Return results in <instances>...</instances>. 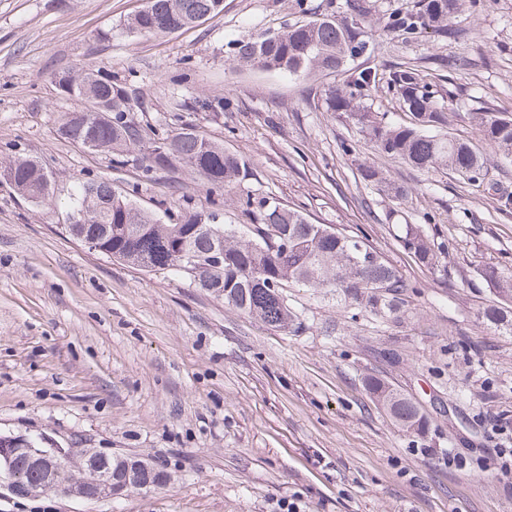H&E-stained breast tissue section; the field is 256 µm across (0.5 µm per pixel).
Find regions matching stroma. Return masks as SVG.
<instances>
[{"instance_id":"1","label":"stroma","mask_w":512,"mask_h":512,"mask_svg":"<svg viewBox=\"0 0 512 512\" xmlns=\"http://www.w3.org/2000/svg\"><path fill=\"white\" fill-rule=\"evenodd\" d=\"M366 3L373 49L357 65L424 66L449 132L482 148L478 181L374 151L326 110L321 92L342 75L236 61L237 42L342 15L345 0H224L216 17L163 35L122 27L146 0H0V159L38 158L53 191L37 206L0 178V433L143 455L172 475L112 500L1 495L0 512H512L498 455L512 442V335L483 324L496 296L479 276L512 272V209L498 202L512 194V157L483 145L472 117L512 113V0H462L456 41L385 31L414 0ZM89 64L143 98V123L195 126L244 172L220 190L185 168L144 183L134 164L57 138L79 103L50 76ZM366 161L407 198L366 185ZM100 178L165 223L216 207L245 232L268 200L360 235L409 282L401 311L382 318L292 288L304 326L282 334L186 278L112 261L65 230L74 185ZM404 222L448 241L445 258L426 266L404 250ZM370 374L419 405L425 434L370 398Z\"/></svg>"}]
</instances>
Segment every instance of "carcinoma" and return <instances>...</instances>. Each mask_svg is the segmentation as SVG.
Returning a JSON list of instances; mask_svg holds the SVG:
<instances>
[{"mask_svg": "<svg viewBox=\"0 0 512 512\" xmlns=\"http://www.w3.org/2000/svg\"><path fill=\"white\" fill-rule=\"evenodd\" d=\"M349 15L294 24L285 30L235 44V58L266 70L296 75L312 69L343 72L340 86L324 90L326 111L345 114L364 138L380 153L398 156L410 165L429 171L446 168L469 180L479 178L483 162L469 143L438 129L448 123L445 112L418 66H393L387 76L368 67L347 68L367 52L368 11L364 0H347ZM459 0H416L410 10L388 16L386 28L402 36L430 33L456 39L462 31L450 25ZM218 0H148L144 10L127 20L131 33L167 34L215 17ZM58 93L80 100L84 106L62 116L55 133L71 143L79 139L111 156L112 164L135 163L141 181L157 173L188 168L216 189L230 186L240 175V158L195 127L170 133L144 125L135 114L144 110L138 94H129L112 74L93 67L80 72L63 69L53 75ZM395 90L412 122L392 126L363 105L381 84ZM482 139L498 152L512 157V113L483 109L474 113ZM163 155H153L161 143ZM367 184L395 199L407 195L377 165L358 168ZM0 175H7L19 194L41 205L50 196L49 175L41 163L29 157L0 161ZM81 223L67 225L73 237L92 235L106 249V256L144 271L167 270L184 274L185 256L203 264L190 283L204 288L225 304L270 328L285 333L302 329L301 314L288 304L283 286L294 283L315 293L332 294L344 302L364 306L375 314L390 316L401 296L411 287L384 258L362 239L346 236L326 224H313L301 213L276 202L258 205V223L251 235L216 223L211 210H192L176 223L163 224L112 189L104 180L80 186L72 201ZM399 242L423 265L432 266L445 246L425 235L418 224L401 225ZM361 246L367 260L359 264ZM498 302L485 307L480 317L487 327L512 335V273L495 266L480 271ZM369 396L401 427L411 432L425 428L420 409L410 398L392 388L384 378L364 379Z\"/></svg>", "mask_w": 512, "mask_h": 512, "instance_id": "obj_1", "label": "carcinoma"}]
</instances>
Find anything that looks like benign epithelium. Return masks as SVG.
Returning <instances> with one entry per match:
<instances>
[{"instance_id":"7a95c632","label":"benign epithelium","mask_w":512,"mask_h":512,"mask_svg":"<svg viewBox=\"0 0 512 512\" xmlns=\"http://www.w3.org/2000/svg\"><path fill=\"white\" fill-rule=\"evenodd\" d=\"M26 460L40 470L43 479L38 482L21 479L16 472V461ZM70 464L71 479L60 485L56 481L57 467ZM156 469L147 458L106 452L100 448H64L51 438L20 434L0 437V489L17 497H39L48 492L83 499L117 498L131 491L153 487L142 481V474Z\"/></svg>"}]
</instances>
